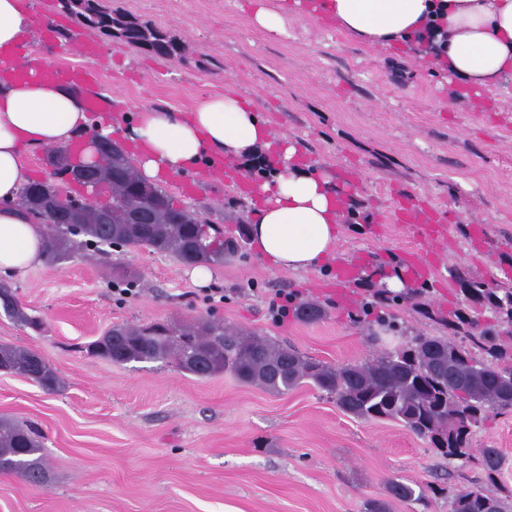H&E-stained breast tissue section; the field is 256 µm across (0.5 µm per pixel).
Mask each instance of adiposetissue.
<instances>
[{
    "label": "adipose tissue",
    "instance_id": "obj_1",
    "mask_svg": "<svg viewBox=\"0 0 512 512\" xmlns=\"http://www.w3.org/2000/svg\"><path fill=\"white\" fill-rule=\"evenodd\" d=\"M291 10L372 46L416 50L477 93L512 73V0H282L276 10L257 6L253 21L279 34ZM39 28L27 0H0V274L25 275L45 258L43 227L17 203L31 179L24 151L65 147L82 135V157L90 161L96 136L115 132L151 181L237 162L236 178L250 182L252 245L273 267L306 272L332 255L340 186L326 170L302 163L296 141L275 135L248 98L206 97L187 112L143 107L120 123L108 114L90 117L72 88L35 74L12 76L23 40ZM257 156L269 166V180L250 181L249 161Z\"/></svg>",
    "mask_w": 512,
    "mask_h": 512
}]
</instances>
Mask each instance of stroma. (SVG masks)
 <instances>
[{"label": "stroma", "mask_w": 512, "mask_h": 512, "mask_svg": "<svg viewBox=\"0 0 512 512\" xmlns=\"http://www.w3.org/2000/svg\"><path fill=\"white\" fill-rule=\"evenodd\" d=\"M175 36L176 55L159 56L94 35L86 60L63 21L50 41L25 51L39 63L91 64L100 89L118 100L114 119L144 107L186 112L204 97H248L279 135L297 141L306 161L327 170L358 200L344 217L336 258L364 265L401 260L428 266L435 310L456 301L448 268L512 281V74L480 95L435 73L415 53L370 46L338 27L289 14L282 35L257 27L240 0H103ZM163 188L189 210L237 239V253L212 266L199 286L186 265L149 248L110 249L9 278L40 330L0 311V343L30 347L51 363L62 387L0 372V416L42 434L48 478L32 486L0 474V512H449L462 489L512 496V414L476 428V448H496L504 465L489 481L480 465L435 454L402 424L363 421L336 398L305 383L284 394L230 373L197 377L175 362L118 365L88 346L112 326L219 319L331 364L361 363L441 322L406 305L392 313L402 331L373 339L353 319L369 284L337 285L332 261L306 272L272 267L247 234L252 210L231 183L178 175ZM423 202L443 232L430 240L418 224L398 223L400 205ZM137 275L119 293L116 269ZM314 299L327 315L276 321V293ZM400 481L422 501L390 499Z\"/></svg>", "instance_id": "stroma-1"}]
</instances>
